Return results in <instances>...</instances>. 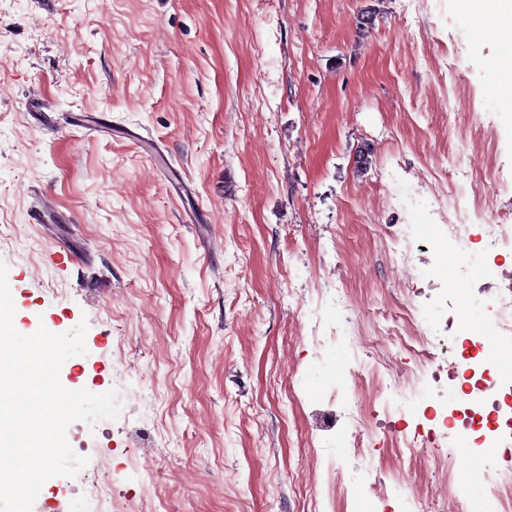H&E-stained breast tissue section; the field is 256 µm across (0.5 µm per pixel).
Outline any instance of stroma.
I'll return each mask as SVG.
<instances>
[{
	"label": "stroma",
	"instance_id": "obj_1",
	"mask_svg": "<svg viewBox=\"0 0 512 512\" xmlns=\"http://www.w3.org/2000/svg\"><path fill=\"white\" fill-rule=\"evenodd\" d=\"M469 0H0V260L22 334L87 323L86 355L64 387L150 406L67 429L88 465L51 478L33 512H92L106 477L112 512H451L449 485L478 512H503L481 477H446L436 449L413 453L408 489L384 430L424 408L391 388L419 368V328L486 296L404 275L391 237L417 218L447 246L436 201L479 200L476 225L512 223V96L496 92L495 16L468 24ZM365 11L368 30L357 27ZM458 92L484 112L448 110ZM93 114L106 134L71 124ZM152 139L137 153L124 134ZM372 150L366 172L357 152ZM461 153L467 174L439 176ZM61 221L35 220L37 195ZM206 216L186 224L183 214ZM345 286L348 308L336 305ZM447 294L449 306L434 299ZM367 340L318 351L346 311ZM374 372L368 457L338 437L353 426L338 378ZM388 484V499L368 485Z\"/></svg>",
	"mask_w": 512,
	"mask_h": 512
}]
</instances>
